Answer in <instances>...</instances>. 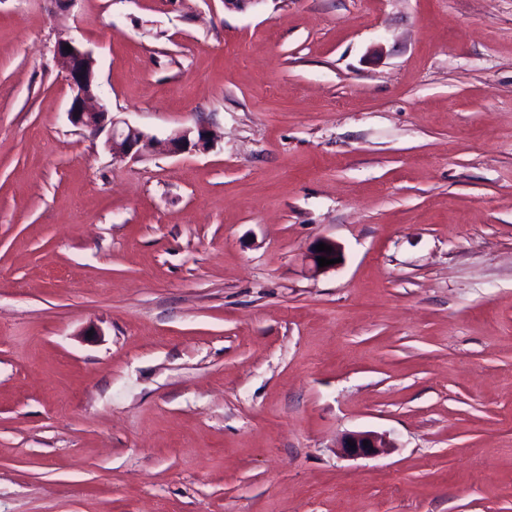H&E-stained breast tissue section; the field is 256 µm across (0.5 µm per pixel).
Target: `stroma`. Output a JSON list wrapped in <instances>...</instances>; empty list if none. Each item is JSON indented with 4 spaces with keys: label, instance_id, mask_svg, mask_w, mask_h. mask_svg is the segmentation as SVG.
Returning a JSON list of instances; mask_svg holds the SVG:
<instances>
[{
    "label": "stroma",
    "instance_id": "1",
    "mask_svg": "<svg viewBox=\"0 0 512 512\" xmlns=\"http://www.w3.org/2000/svg\"><path fill=\"white\" fill-rule=\"evenodd\" d=\"M0 512H512V0H0ZM65 45L72 47L71 53L65 51ZM54 58L74 91L68 108V118L74 126L83 128L93 137L108 128L106 145L114 158H142L153 149V137L112 116L107 104L97 95L91 50L75 39H60L54 48ZM191 133L193 131L189 129L169 138L166 145L167 150L170 152H181L192 147L198 150H206L209 147L211 136L207 137V134L210 133L208 130L198 128L194 140L190 138ZM348 440H352L356 447H350ZM363 441H368V446L363 445ZM341 454L350 458H376L389 451L392 448L391 442L386 435L376 432H352L346 434L340 443Z\"/></svg>",
    "mask_w": 512,
    "mask_h": 512
}]
</instances>
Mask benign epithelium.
<instances>
[{
  "label": "benign epithelium",
  "mask_w": 512,
  "mask_h": 512,
  "mask_svg": "<svg viewBox=\"0 0 512 512\" xmlns=\"http://www.w3.org/2000/svg\"><path fill=\"white\" fill-rule=\"evenodd\" d=\"M67 45L72 47V52L65 51ZM54 58L65 71L74 91L68 108V118L74 126L88 131L93 137L107 133L106 145L112 156L118 159L142 158L153 149V137L112 116L107 104L97 95L92 51L72 38L61 39L54 48ZM191 133L189 129L169 138L167 150L181 152L192 147L198 150L209 147L211 138L207 137V130L197 129L193 139L190 138ZM350 440L354 443L352 447L348 445ZM365 441L368 442L366 446L363 445ZM391 447L385 435L371 431L348 433L340 443L341 454L354 459L376 458Z\"/></svg>",
  "instance_id": "benign-epithelium-1"
}]
</instances>
